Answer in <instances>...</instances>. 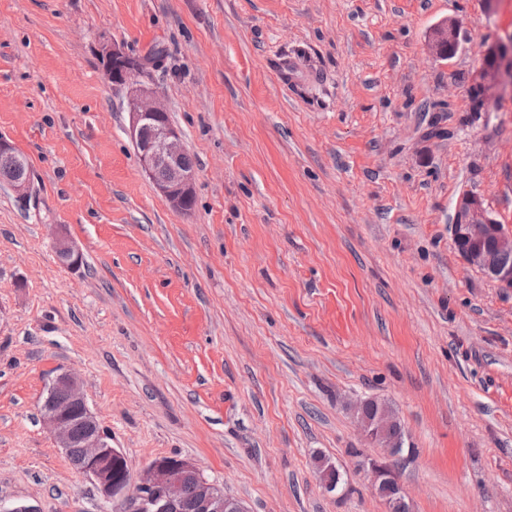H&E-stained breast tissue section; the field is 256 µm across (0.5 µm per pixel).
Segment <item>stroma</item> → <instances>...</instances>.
<instances>
[{
	"label": "stroma",
	"instance_id": "1",
	"mask_svg": "<svg viewBox=\"0 0 512 512\" xmlns=\"http://www.w3.org/2000/svg\"><path fill=\"white\" fill-rule=\"evenodd\" d=\"M510 37L512 0H0V139L35 190L0 183V512H114L42 419L63 371L134 476L177 455L247 512H386L372 462L411 512H512V290L450 234L466 191L512 225V93L466 94ZM106 43L161 54L188 212L140 168ZM370 398L403 454L364 439ZM364 418L363 420L373 421L378 413L382 414L385 418V430L388 440H397L394 444V454L400 455L404 452V432L400 421L398 420L395 412L391 406L384 400L375 398L367 399L364 401L363 406ZM317 462L318 472L325 487L331 492H344L346 489V483L340 470L321 456L317 457Z\"/></svg>",
	"mask_w": 512,
	"mask_h": 512
}]
</instances>
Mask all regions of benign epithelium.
<instances>
[{
  "mask_svg": "<svg viewBox=\"0 0 512 512\" xmlns=\"http://www.w3.org/2000/svg\"><path fill=\"white\" fill-rule=\"evenodd\" d=\"M100 60L110 72L112 85L126 93L132 142L142 171L154 182L170 208L183 213L194 197L197 174L181 163L187 145L181 131L168 121V109L154 89L134 79L140 62L116 45H104ZM512 39L499 41L485 53L477 79L466 89L473 109L488 107L489 90L512 79ZM453 245L460 257L498 287L512 288V225L499 221L482 197L463 194L455 206L450 224ZM59 257L68 264L81 259L80 252L64 235L55 242ZM51 388L64 398L55 408L41 409L43 420L53 430L65 453L80 449L74 468L89 477L108 503L123 504L121 512H246L243 504L224 494V488L207 479L200 469L179 456L153 460L145 474L134 479L124 454L112 447V438L100 427L78 379L63 372ZM84 424L81 437H75V418ZM193 484L194 497L187 501L185 487Z\"/></svg>",
  "mask_w": 512,
  "mask_h": 512,
  "instance_id": "1",
  "label": "benign epithelium"
}]
</instances>
